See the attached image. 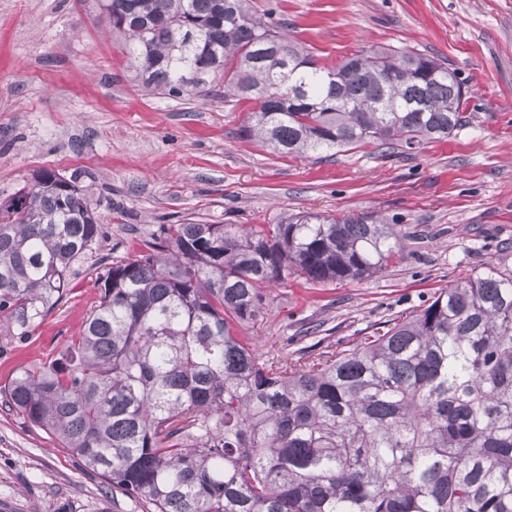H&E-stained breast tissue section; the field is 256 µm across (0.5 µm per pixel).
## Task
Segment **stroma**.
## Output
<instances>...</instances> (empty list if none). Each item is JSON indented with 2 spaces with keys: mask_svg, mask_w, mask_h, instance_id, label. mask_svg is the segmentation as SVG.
Wrapping results in <instances>:
<instances>
[{
  "mask_svg": "<svg viewBox=\"0 0 512 512\" xmlns=\"http://www.w3.org/2000/svg\"><path fill=\"white\" fill-rule=\"evenodd\" d=\"M323 63L396 47L455 69L471 97L462 127L411 152L376 145L282 157L235 132L249 104L222 85L145 95L101 0H0V198L35 171L92 185L105 236L128 257L165 224H272L286 213H372L396 225L401 263L364 280L289 278L262 290L260 350L334 347L427 303L449 281L512 269V0H252ZM99 291L75 288L31 335L0 342V385L56 357ZM0 512H143L86 473L50 433L0 406Z\"/></svg>",
  "mask_w": 512,
  "mask_h": 512,
  "instance_id": "stroma-1",
  "label": "stroma"
}]
</instances>
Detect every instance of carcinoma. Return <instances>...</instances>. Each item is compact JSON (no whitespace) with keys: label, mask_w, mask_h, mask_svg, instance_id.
Here are the masks:
<instances>
[{"label":"carcinoma","mask_w":512,"mask_h":512,"mask_svg":"<svg viewBox=\"0 0 512 512\" xmlns=\"http://www.w3.org/2000/svg\"><path fill=\"white\" fill-rule=\"evenodd\" d=\"M250 0H107L149 94L224 77L236 135L282 156L463 125L470 91L435 58L373 47L336 65ZM91 186L52 170L0 201V337L30 335L99 250ZM371 213L165 224L96 274L61 357L0 386L31 426L146 512H512V270L451 281L316 355L262 352L260 288L367 280L401 260Z\"/></svg>","instance_id":"1"}]
</instances>
